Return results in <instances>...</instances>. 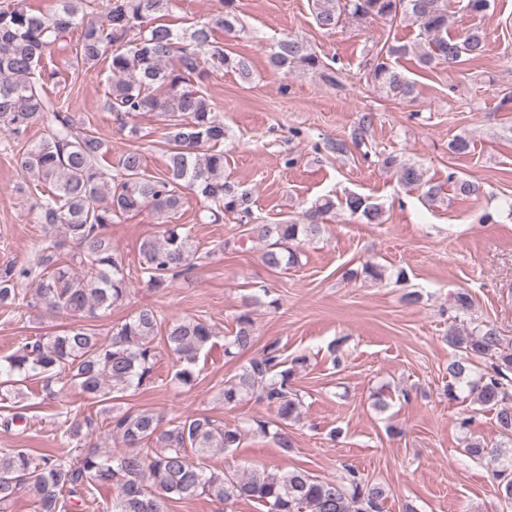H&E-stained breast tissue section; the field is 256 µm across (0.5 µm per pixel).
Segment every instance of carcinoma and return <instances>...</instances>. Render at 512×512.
<instances>
[{"label": "carcinoma", "mask_w": 512, "mask_h": 512, "mask_svg": "<svg viewBox=\"0 0 512 512\" xmlns=\"http://www.w3.org/2000/svg\"><path fill=\"white\" fill-rule=\"evenodd\" d=\"M171 2L109 0L104 13L91 17L82 10L83 0H57L53 10L39 14L19 5L0 8V123L18 141L32 125H47V134L17 159L24 178L43 187L34 209L44 239L32 261L0 264V308L25 304L75 318L66 329L28 337L13 353L0 356V401L21 398L23 383L35 378L46 381V391L56 398L67 387H75L87 399L106 404L100 414L125 448L114 454L85 446L98 422L62 411L61 439L74 445L77 455L36 458L24 448L1 450L0 505L24 492L37 512H66L93 483L114 492L106 512H170L169 502L195 497L222 505L218 512H229L241 500L256 503L262 512H381L389 490L366 480L348 464L338 480L321 479L300 467L210 469L201 459L238 447L240 428L204 414L166 422L151 410H124L119 403L129 390H146L154 384L158 333H164L177 358L172 381L183 387L194 385L200 354L215 336L203 319L165 322L150 308L112 327L105 337L87 325L124 304L131 280L163 291L197 267L200 256L190 229L172 223L183 206L181 188L195 190L210 201L216 221L232 215L247 224L253 217L251 193L224 178V150L220 149L226 137L224 117L202 88L210 73L220 69L250 77L248 61L224 51L215 37L217 30L228 37L238 31L236 0H219L216 13L189 33L156 22L157 14ZM344 16L416 26L424 40L420 55L424 67L446 64L452 68L461 59H476L485 51V36L477 28L448 35L451 20L446 0H315L320 28L333 30ZM75 30L80 31L76 59L81 64L108 60L111 77L106 105L120 125L136 138L140 128L129 124L136 117L153 112L166 121L164 174H146L140 146L122 154L117 172L110 173L112 165H104L111 154L108 144L78 127L70 112L51 105L44 85L54 73L42 72L40 62L48 47L66 42ZM406 53L404 45L384 44L375 52L367 75L398 100L412 97L415 90L391 62ZM269 62L276 69H325L316 52L293 36L276 42ZM372 120V114H363L351 139L363 143ZM384 163L395 168L401 184L421 189L428 203L437 202L441 186L424 179L418 165L399 163L393 156ZM344 207L369 224L382 223V208L367 197L350 194ZM335 208L336 202L327 197L315 204L306 224L258 225V235L267 242L263 263L274 270L297 266L301 242L319 235L324 218ZM144 210L163 220L162 230L159 236L141 241L137 263L130 268L112 246L110 229ZM259 302L257 297L245 301L236 316L235 334L224 342V356L234 358L252 348L250 306ZM446 340L457 351L448 364V400L457 401L460 392L467 391L471 404L495 413L502 438L492 444L468 440L463 451L476 459L500 460L501 448L512 444V340L489 322L471 329L452 323ZM478 361L485 362L486 368L472 380V367ZM307 364L304 354L284 357L274 341L225 381L222 389L226 407L254 396L275 409V419H255L252 430L273 435L286 455L295 444L285 426L299 418L303 407L294 382ZM54 383L61 387L53 389Z\"/></svg>", "instance_id": "1"}]
</instances>
